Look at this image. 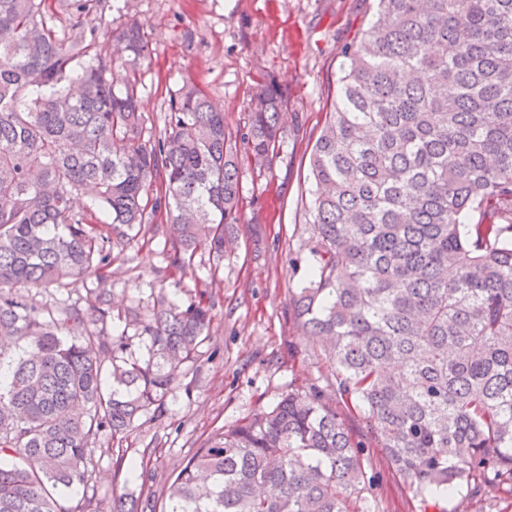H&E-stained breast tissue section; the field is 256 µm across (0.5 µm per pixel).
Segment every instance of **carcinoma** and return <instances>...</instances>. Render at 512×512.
<instances>
[{
  "label": "carcinoma",
  "instance_id": "cac0c4a2",
  "mask_svg": "<svg viewBox=\"0 0 512 512\" xmlns=\"http://www.w3.org/2000/svg\"><path fill=\"white\" fill-rule=\"evenodd\" d=\"M70 7L60 32L44 0H0V512H85L100 436L163 417L211 325L176 292L115 306L102 286L83 310L19 289L109 267L99 225L125 243L162 212L171 266L223 255L240 154L269 170L288 139L268 75L236 137L197 86L147 132L135 80L112 73L148 57L142 25L108 46L92 0ZM309 171L314 264L292 302L336 396L367 414L423 509L511 485L512 0H377ZM165 499L163 512H374L364 447L314 389L208 439Z\"/></svg>",
  "mask_w": 512,
  "mask_h": 512
}]
</instances>
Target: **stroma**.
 I'll return each mask as SVG.
<instances>
[{
    "instance_id": "stroma-1",
    "label": "stroma",
    "mask_w": 512,
    "mask_h": 512,
    "mask_svg": "<svg viewBox=\"0 0 512 512\" xmlns=\"http://www.w3.org/2000/svg\"><path fill=\"white\" fill-rule=\"evenodd\" d=\"M101 39L130 21L144 26L150 54L134 76L145 126L164 128L169 99L186 81L202 86L224 108L230 133L247 117L259 75H272L288 99V145L272 171L243 164V209L232 248L223 258L198 249L186 269L169 266V223L158 215L146 235L111 243L108 287L115 299L149 298L152 290L180 289L211 308L204 357L188 364L160 420L118 436L103 435L91 481L94 512H112V499L138 500L162 512L165 490L189 457L211 436L274 406L291 390L317 387L336 397L328 357L303 334L291 308L295 288L311 272L315 244L309 224V155L336 97L345 50L368 29L375 0H130L123 11L102 0ZM96 275L74 285L28 288L38 305L66 300L87 307ZM374 476L375 512H421L391 470L362 412L337 403ZM137 464L136 475L118 460ZM433 512H512V493L461 492Z\"/></svg>"
}]
</instances>
